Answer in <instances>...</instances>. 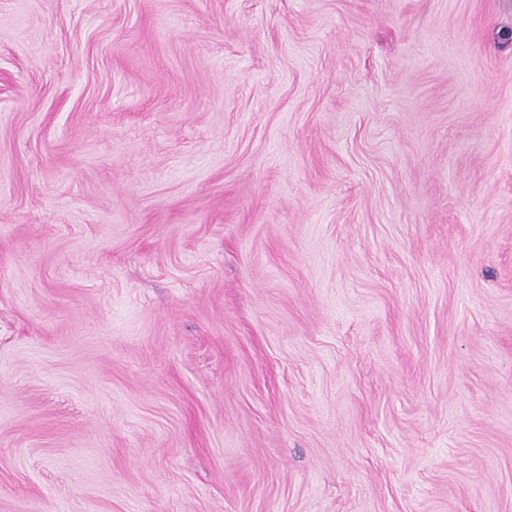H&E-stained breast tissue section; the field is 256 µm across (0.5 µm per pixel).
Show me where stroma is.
Here are the masks:
<instances>
[{"label":"stroma","mask_w":512,"mask_h":512,"mask_svg":"<svg viewBox=\"0 0 512 512\" xmlns=\"http://www.w3.org/2000/svg\"><path fill=\"white\" fill-rule=\"evenodd\" d=\"M0 512H512V0H0Z\"/></svg>","instance_id":"stroma-1"}]
</instances>
